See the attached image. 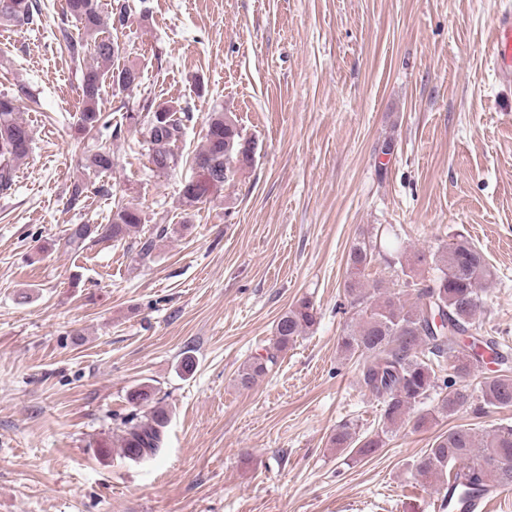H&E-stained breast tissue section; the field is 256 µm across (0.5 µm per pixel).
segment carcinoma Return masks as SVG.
Wrapping results in <instances>:
<instances>
[{"label":"carcinoma","instance_id":"cac0c4a2","mask_svg":"<svg viewBox=\"0 0 512 512\" xmlns=\"http://www.w3.org/2000/svg\"><path fill=\"white\" fill-rule=\"evenodd\" d=\"M40 11L37 0H0V25L33 19ZM130 14L127 0H113L110 10L103 11L101 0H65L59 44L73 58L88 50V44L73 35L69 20H74L86 34L97 33L93 43L96 63L82 73L80 97L82 109L78 126L90 133L108 127L100 106L102 86L124 93L132 90L139 78L130 67L114 68L116 43L106 30L125 25ZM17 95L0 93V191L12 188L16 164L26 158L32 143L30 127L18 117ZM146 124L145 144L149 162L155 170L165 172L177 163L172 150L184 135L188 112L173 105L149 102L143 105ZM253 140L244 136L222 112H214L207 122L202 148L193 157L200 179L186 182L182 203L190 208L203 201L213 188H222L254 163L248 154ZM87 166L98 173L112 170V153L99 150L87 158ZM143 218L134 207L116 206L107 224H71L59 239V246L77 253L91 243L112 241L125 244L143 263L151 260L156 243L167 237L169 225L155 224L142 229ZM375 260V246L361 240L348 253L345 291L351 300L354 317L338 341L346 357L362 359L360 382L382 404L380 431L359 437L346 425L330 436V444L355 457H368L383 446L382 436L405 422L420 428L426 415H414L416 407L432 394L444 389L435 412L453 413L468 403L478 414L488 409L512 408V370L504 369L481 382L479 395L457 387V383L482 368L486 359L501 365L507 356L499 351L498 341L473 333L481 310L479 291L491 279L492 272L483 253L464 239L448 244L433 254L415 252L408 256L393 250L387 264H406L405 287L414 289V300L406 302L393 296L376 283L367 288L365 272ZM432 276L423 281L426 273ZM317 322L311 301L302 299L278 318L272 348L267 354L243 365L238 382L248 388L277 364L279 353L288 349L298 337ZM130 400L142 409L140 418L124 422L120 448L133 460L158 455L169 420L167 408L144 386L130 394ZM456 471L460 493L489 491L497 487L512 488V426L499 427L477 438L473 429L456 427L438 436L417 464L425 478L444 477Z\"/></svg>","mask_w":512,"mask_h":512}]
</instances>
